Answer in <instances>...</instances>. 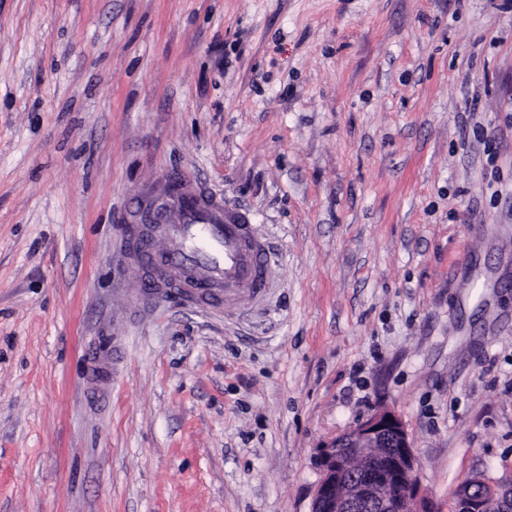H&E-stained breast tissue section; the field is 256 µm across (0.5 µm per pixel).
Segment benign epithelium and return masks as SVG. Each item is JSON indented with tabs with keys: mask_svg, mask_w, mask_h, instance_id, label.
<instances>
[{
	"mask_svg": "<svg viewBox=\"0 0 512 512\" xmlns=\"http://www.w3.org/2000/svg\"><path fill=\"white\" fill-rule=\"evenodd\" d=\"M320 479L310 512H435L416 507L418 456L401 419L376 412L336 435L318 451ZM512 512V478L489 482L474 476L460 487L456 512Z\"/></svg>",
	"mask_w": 512,
	"mask_h": 512,
	"instance_id": "benign-epithelium-1",
	"label": "benign epithelium"
}]
</instances>
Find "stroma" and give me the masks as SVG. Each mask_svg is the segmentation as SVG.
<instances>
[{
	"instance_id": "stroma-1",
	"label": "stroma",
	"mask_w": 512,
	"mask_h": 512,
	"mask_svg": "<svg viewBox=\"0 0 512 512\" xmlns=\"http://www.w3.org/2000/svg\"><path fill=\"white\" fill-rule=\"evenodd\" d=\"M173 173L265 305L145 292ZM382 408L437 512L512 475V0H0V512H310Z\"/></svg>"
}]
</instances>
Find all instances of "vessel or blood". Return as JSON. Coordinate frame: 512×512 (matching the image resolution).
Segmentation results:
<instances>
[{"instance_id": "1", "label": "vessel or blood", "mask_w": 512, "mask_h": 512, "mask_svg": "<svg viewBox=\"0 0 512 512\" xmlns=\"http://www.w3.org/2000/svg\"><path fill=\"white\" fill-rule=\"evenodd\" d=\"M138 219L158 225L169 241L154 265L164 287L200 296L220 288L228 299L255 298L277 275L250 213L224 204L189 177L177 175L160 186L144 201Z\"/></svg>"}]
</instances>
